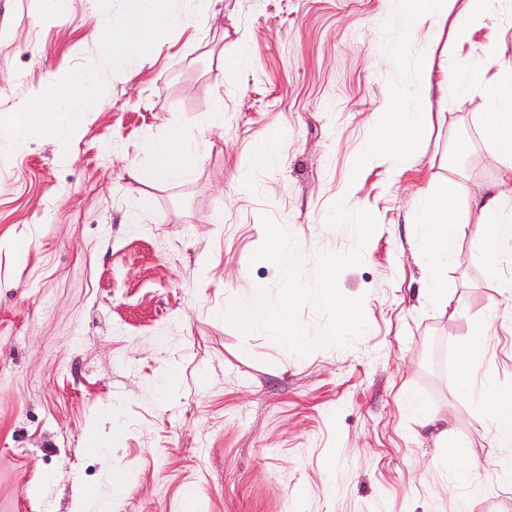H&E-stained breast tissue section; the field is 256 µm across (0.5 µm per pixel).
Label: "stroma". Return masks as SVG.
Segmentation results:
<instances>
[{
    "label": "stroma",
    "mask_w": 512,
    "mask_h": 512,
    "mask_svg": "<svg viewBox=\"0 0 512 512\" xmlns=\"http://www.w3.org/2000/svg\"><path fill=\"white\" fill-rule=\"evenodd\" d=\"M100 9L69 0L62 19L41 0H0V111L98 60ZM452 51L423 53L399 0H216L176 28L148 60L107 79L104 104L61 145L35 135L0 154V512H76L83 495L114 512H512V447H499L472 395L458 387L457 347L488 312L496 319L471 380L512 391V247L488 271L468 224L446 276L455 306L421 300L414 245L427 191L468 196L502 164L481 133V88L425 91L424 69L512 67V12ZM244 54L237 69L226 57ZM430 94L431 121L398 182L372 166L353 211L377 228L358 246L352 225L327 223L352 160L392 98ZM224 124L192 181L154 187L132 175L139 143L203 123L216 100ZM279 154L253 171L270 134ZM471 151L456 159V141ZM148 198L145 221H125ZM291 225L298 254L361 248L338 278L362 298L365 333L343 348L299 355L263 330L229 322L234 301L276 290L279 272L253 261L263 218ZM178 384L162 388L169 370ZM436 415L421 425L406 402ZM453 441L480 490L432 459ZM124 481L112 490L111 475Z\"/></svg>",
    "instance_id": "35a3bbf8"
}]
</instances>
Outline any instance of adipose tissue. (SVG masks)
I'll list each match as a JSON object with an SVG mask.
<instances>
[{
    "instance_id": "1",
    "label": "adipose tissue",
    "mask_w": 512,
    "mask_h": 512,
    "mask_svg": "<svg viewBox=\"0 0 512 512\" xmlns=\"http://www.w3.org/2000/svg\"><path fill=\"white\" fill-rule=\"evenodd\" d=\"M512 4V0H402L407 27L414 32L424 27L448 28L454 46L470 42L493 11ZM461 91L482 85L486 110L481 129L484 139L501 161L500 181L478 197L461 198L441 193H425L420 211L423 231L416 247L425 259L422 296L432 305L448 306L452 295L443 271L460 253L459 241L465 234L468 217H476L479 228L478 250L488 268H496L504 247L512 245V73L504 72L494 81L484 80L481 71L472 69L456 78ZM430 102L409 104L400 100L386 104L364 150L352 163L353 176H360L376 162L400 173L430 112ZM211 147L202 134L181 127L164 136L140 142L139 152L146 166L134 168L133 177L146 185L157 186L189 180L204 153ZM496 440H512V392L502 391L493 379H485L475 399Z\"/></svg>"
}]
</instances>
